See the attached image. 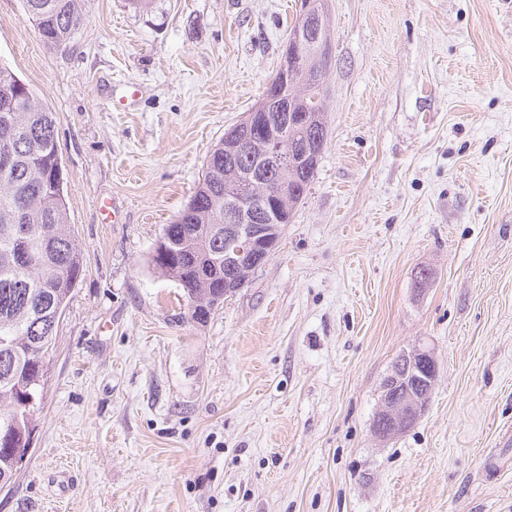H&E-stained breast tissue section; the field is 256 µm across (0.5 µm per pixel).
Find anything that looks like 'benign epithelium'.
Segmentation results:
<instances>
[{
    "mask_svg": "<svg viewBox=\"0 0 512 512\" xmlns=\"http://www.w3.org/2000/svg\"><path fill=\"white\" fill-rule=\"evenodd\" d=\"M300 25L285 46L279 81L285 82L307 53L332 57V41L326 36L327 21L313 10L310 0H299ZM288 124L279 127L261 112H248L244 123L224 132V154L232 160L249 156L252 171L268 172L272 180L262 194L252 182L224 197V295L243 287L250 275L275 253L280 242L282 212L288 205V171L303 164L316 166L317 153L300 150L288 141ZM439 375L434 352L425 346L405 351L391 367L381 386V405L373 433L387 440L404 433L426 413Z\"/></svg>",
    "mask_w": 512,
    "mask_h": 512,
    "instance_id": "obj_1",
    "label": "benign epithelium"
}]
</instances>
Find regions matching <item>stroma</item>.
Instances as JSON below:
<instances>
[{
	"label": "stroma",
	"mask_w": 512,
	"mask_h": 512,
	"mask_svg": "<svg viewBox=\"0 0 512 512\" xmlns=\"http://www.w3.org/2000/svg\"><path fill=\"white\" fill-rule=\"evenodd\" d=\"M0 63L47 103L84 274L0 512H512V0H328V139L276 253L207 323L149 263L297 0H77ZM141 90L112 108L115 87ZM433 273L415 289L418 267ZM429 408L372 432L395 357ZM25 15L34 22L40 40L60 47L70 42L81 24L74 0H23ZM438 375L434 352L426 346L418 345L401 354L382 382L381 405L373 424L377 439L398 436L420 420Z\"/></svg>",
	"instance_id": "35a3bbf8"
}]
</instances>
